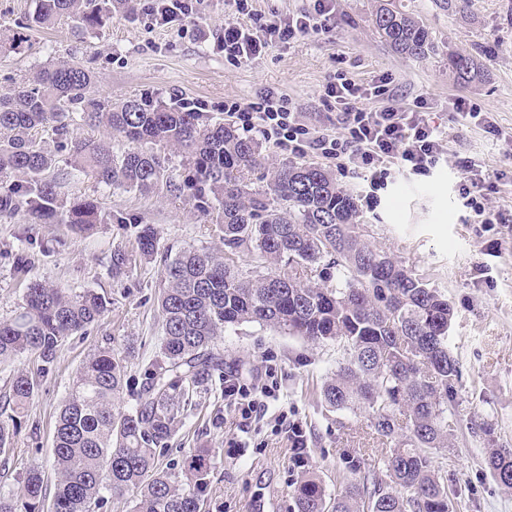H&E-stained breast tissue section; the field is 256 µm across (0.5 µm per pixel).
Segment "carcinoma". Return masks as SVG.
Returning <instances> with one entry per match:
<instances>
[{"label":"carcinoma","mask_w":512,"mask_h":512,"mask_svg":"<svg viewBox=\"0 0 512 512\" xmlns=\"http://www.w3.org/2000/svg\"><path fill=\"white\" fill-rule=\"evenodd\" d=\"M129 0H37L31 25L51 29L77 18L86 31L103 27ZM373 25L397 54L423 59L434 51L429 31L409 13L380 4ZM448 70L464 85L484 76L473 54L448 55ZM95 76L84 62L58 59L0 94V221L23 212L33 224H67L82 230L103 222L96 202L66 205L57 159L38 138L49 128L68 150L67 166L98 183L150 193L159 183L192 190L196 208L224 233V254L188 248L164 261L167 287L159 354L135 404L115 398L126 380L125 356L110 347L90 355L77 372L52 444L57 472L51 512H95L108 493L129 512H203L212 468L208 448L189 452L180 473L160 469L157 458L184 425L192 398L224 379L217 338L242 323L284 330L342 352L322 390L326 406L368 413L373 439L389 447L377 470L361 474L330 497L315 469L301 467L294 486L297 512H454L448 475L428 450L448 447V404L461 380L448 350L452 311L448 300L404 262L365 239L354 193L326 169L290 162L271 172L268 191L253 193L244 174L263 165L258 143L206 112L148 96L113 102L94 94ZM96 138L74 134L73 113ZM149 143L117 154L112 136ZM185 154L182 183L169 175L166 151ZM254 256L253 275L234 257ZM157 255L152 228L138 231L132 250L112 251V279ZM282 262L287 269L261 271ZM31 258L16 255L15 271L27 279L15 316L0 321V361L36 355L52 364L64 340L101 320L109 298L93 290L73 293L27 278ZM319 277L321 283L312 282ZM35 382L17 370L9 386L12 407H0V453L12 440L9 421L34 395ZM496 481L512 488V448H493ZM47 489L34 466L20 498L0 494V512H44Z\"/></svg>","instance_id":"1"}]
</instances>
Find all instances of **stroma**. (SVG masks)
<instances>
[{
    "mask_svg": "<svg viewBox=\"0 0 512 512\" xmlns=\"http://www.w3.org/2000/svg\"><path fill=\"white\" fill-rule=\"evenodd\" d=\"M378 3L334 0L333 32L310 34L239 63L196 37L200 25L223 30L234 16L229 0H205L198 25L188 21L159 29L146 15L133 23L116 16L99 31L85 34L71 21L52 29L29 28L36 0H0V94L49 61L75 57L91 62L96 92L115 100L144 94L167 103L195 98L219 119L225 115V101L245 103L255 91L270 87L286 94L309 125L326 129L330 107L322 90L329 76L343 72L366 83L385 73L399 102L427 98L436 122L451 135V153L483 159L497 189L494 204L512 207V158L506 142L468 124L447 106L448 98L466 96L490 113L499 129L512 130V0H469L464 11L453 13L439 0H393L398 9L419 18L436 45L435 53L421 60L396 54L382 42L372 23ZM452 51L482 52L485 77L464 87L455 84L448 73ZM460 180V174L446 168L428 178L393 175L377 203L362 201L358 208L369 240L401 257L445 294L454 310L448 346L462 370L452 405L461 425L452 447L434 451L433 457L448 473L457 512H512V489L499 484L487 465L488 449L512 448V228L498 234L471 223L458 199ZM59 194L69 203L93 198L107 219L87 232L32 224L23 214L0 222V320L14 316L23 302L25 284L13 264L19 251L33 259L31 277L73 292L95 290L111 304L87 333L64 341L49 372H42L34 356L16 365L0 364V404L15 368L35 374L38 384L35 396L16 415L10 450L0 454V493L6 495L20 493L35 465L41 466L48 487H55L57 418L77 370L99 348L111 345L127 352L129 384L116 403L134 405L163 334L157 306L164 286L162 258L188 247L224 250L215 221L196 210L189 191L161 185L143 195L70 176L62 180ZM145 224L156 231L158 260L133 266L121 282H113V248L132 247ZM484 261L492 267L489 285L477 273ZM215 348L224 357L225 374L262 382L266 368H274L282 400L306 427L309 463L328 494L345 486L350 457L361 458L364 470L376 467L384 450L367 442L364 416L329 411L322 400V387L340 356L335 345H312L248 323L218 338ZM472 420L484 425L482 437L468 433ZM237 423L223 389H214L190 410L160 463L176 466L190 449H210L206 512H294L297 468L286 434L262 419L249 447L237 448Z\"/></svg>",
    "mask_w": 512,
    "mask_h": 512,
    "instance_id": "1",
    "label": "stroma"
}]
</instances>
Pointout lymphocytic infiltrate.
<instances>
[{"label":"lymphocytic infiltrate","mask_w":512,"mask_h":512,"mask_svg":"<svg viewBox=\"0 0 512 512\" xmlns=\"http://www.w3.org/2000/svg\"><path fill=\"white\" fill-rule=\"evenodd\" d=\"M236 19L225 22L213 46L226 58L248 62L264 49L286 44L300 36L330 33L336 26L333 0H312L311 9L283 19L261 21L255 0H232ZM387 75L375 76L361 84L337 74L323 87L324 100L336 106L334 133H318L300 119L286 94L273 88L257 91L247 104L225 103L228 117L238 121L242 131L287 150L290 155L317 156L340 171L362 174L369 191L382 189L390 173L428 177L437 169L454 165L461 174L459 195L474 223L511 224L512 213L492 206L487 193L491 180L483 160L448 157V135L436 125L426 99L410 104L395 102ZM224 394L239 416L240 433H248L253 421L270 417L286 426L287 438L297 451L308 441L298 423L288 420V412L274 383L241 384L239 378L224 381Z\"/></svg>","instance_id":"f902f5d3"}]
</instances>
